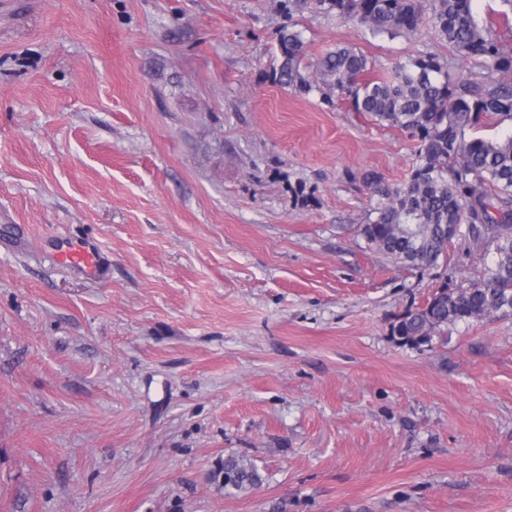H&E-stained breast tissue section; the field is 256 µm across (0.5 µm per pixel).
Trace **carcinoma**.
I'll list each match as a JSON object with an SVG mask.
<instances>
[{
	"mask_svg": "<svg viewBox=\"0 0 512 512\" xmlns=\"http://www.w3.org/2000/svg\"><path fill=\"white\" fill-rule=\"evenodd\" d=\"M326 13L355 21L372 36H413L429 21L435 33L474 61L485 78L512 74V0H501L505 31L483 25L473 0H317ZM303 33L284 29L279 78L296 93L313 91L331 102L347 97L353 109L379 125L408 135L416 163L395 187L375 171L361 179L375 200L373 219L360 226L368 245L397 263L424 273L440 268L455 239L492 255L479 277L465 288H437L426 302L399 316L392 336L403 344H428L448 328L493 314L512 315V134L486 138L472 131L487 118L512 120V87L459 84L449 64L426 53L370 78L369 60L342 46L321 56L315 78L301 72ZM224 494L259 487L263 478L249 460L227 455L214 477Z\"/></svg>",
	"mask_w": 512,
	"mask_h": 512,
	"instance_id": "carcinoma-1",
	"label": "carcinoma"
}]
</instances>
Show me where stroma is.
Here are the masks:
<instances>
[{
	"label": "stroma",
	"instance_id": "35a3bbf8",
	"mask_svg": "<svg viewBox=\"0 0 512 512\" xmlns=\"http://www.w3.org/2000/svg\"><path fill=\"white\" fill-rule=\"evenodd\" d=\"M287 26L307 76L475 72L315 0H0V512H512V316L392 337L437 283L359 235V176L411 144L282 85ZM87 238L96 276L60 259ZM481 268L456 243L449 287ZM223 475L225 495H236L239 492L260 487L263 482L258 468L244 457L227 455L218 463L214 477Z\"/></svg>",
	"mask_w": 512,
	"mask_h": 512
}]
</instances>
